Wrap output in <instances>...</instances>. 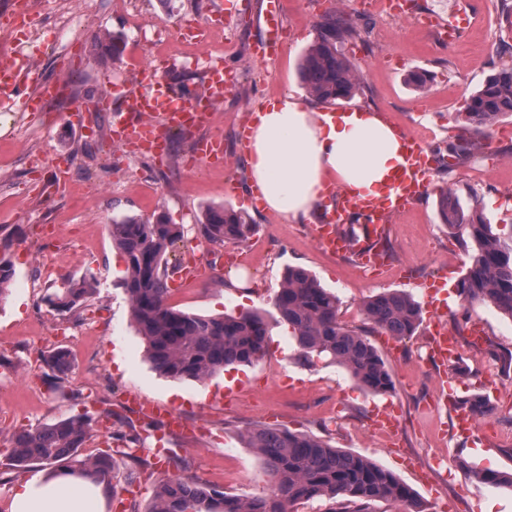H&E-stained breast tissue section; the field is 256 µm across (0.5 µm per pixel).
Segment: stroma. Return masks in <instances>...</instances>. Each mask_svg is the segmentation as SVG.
Segmentation results:
<instances>
[{
  "label": "stroma",
  "mask_w": 512,
  "mask_h": 512,
  "mask_svg": "<svg viewBox=\"0 0 512 512\" xmlns=\"http://www.w3.org/2000/svg\"><path fill=\"white\" fill-rule=\"evenodd\" d=\"M259 2L39 0L25 51L38 79L56 85L58 102L51 112L0 106V126L16 128L0 140V228L13 235L9 258L15 271L8 294L0 299V356L6 360L0 366V470L15 432L86 412L95 415L105 404H119L136 393L177 409L202 428L191 439L166 437V447L180 450L181 466L156 462L145 473L131 463L113 481L114 493L124 503H135L138 512H146L164 476L194 479L240 497L268 493L271 476L264 460L244 442L245 433L260 425L311 433L366 457L411 487L423 512H512V487L485 485L477 478L481 472L512 471V371L501 361L512 352V320L489 305L466 307L457 284L471 245L450 234L437 208L439 191L448 186L463 206L478 203L493 231L512 233V117L476 136L478 157L493 167L482 181L469 178V163H447L448 145L456 138L455 114L465 96L497 68L512 64V27L506 22L512 0H407L408 12L399 20L367 9L366 0H282L288 45L263 60L255 57ZM129 6L156 19L152 39L128 29ZM335 8L349 15L357 30L345 46L348 58L366 70L349 106L390 116L406 132L421 136L438 162L425 198L392 220L391 265L374 279L361 276L353 257L319 249L310 224H289L271 210L246 203L251 185L240 129L265 99H307L298 63L321 18ZM465 8L471 11L470 24L448 46L422 22L430 13L445 19ZM186 23L219 49L222 63L240 73L238 86L202 132L222 138L226 163L201 164L191 177L183 159L193 139L171 135L169 160L159 167L115 151L111 112L88 109L102 94L106 73L112 76L113 109L125 107L135 87L134 55L167 50L169 34ZM108 32L124 38L120 60L94 47ZM386 55L391 58L386 69L368 68V61ZM415 70L427 73V90L408 83ZM79 112L96 127L95 137L75 125ZM33 154L71 159L70 189L52 191V167L31 168L26 158ZM210 205L240 212L264 249L245 252L242 263L228 267L224 248L216 246L210 261H201L196 228ZM158 212L186 229L176 261L195 258L201 269L198 278L172 287L170 305L213 316L267 310L285 269L307 268L338 297L340 322L367 331L392 375L394 391L374 395L341 367L321 360L303 364L291 331L282 324L272 326L268 351L255 364L226 368L203 383L159 374L130 323L122 287L125 257L106 229L125 215ZM45 254L55 258L48 277L38 270V258ZM88 272L96 275L98 292L79 315L57 312L44 302L47 289L65 287ZM433 280L443 284L441 320L459 338L461 372L429 362L426 328L391 347L361 313L368 297L398 289L412 295L423 320H430L427 285ZM58 349L69 355L61 394L49 389L43 361ZM476 393L493 411L478 418L467 434L457 428L448 398ZM387 402L400 415L392 431L375 428L371 419L372 407Z\"/></svg>",
  "instance_id": "obj_1"
}]
</instances>
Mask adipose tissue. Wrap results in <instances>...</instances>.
Instances as JSON below:
<instances>
[{
	"label": "adipose tissue",
	"instance_id": "ef3b65f1",
	"mask_svg": "<svg viewBox=\"0 0 512 512\" xmlns=\"http://www.w3.org/2000/svg\"><path fill=\"white\" fill-rule=\"evenodd\" d=\"M250 127L247 149L252 185L268 209L291 224L303 223L322 199L328 182L376 196L400 163L392 127L374 112L318 114L293 97L264 101ZM113 489L71 474L17 486L9 512H102Z\"/></svg>",
	"mask_w": 512,
	"mask_h": 512
}]
</instances>
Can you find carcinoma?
I'll list each match as a JSON object with an SVG mask.
<instances>
[{"label":"carcinoma","instance_id":"obj_1","mask_svg":"<svg viewBox=\"0 0 512 512\" xmlns=\"http://www.w3.org/2000/svg\"><path fill=\"white\" fill-rule=\"evenodd\" d=\"M357 34L349 18L329 14L318 25L314 41L299 64L307 93L320 102L354 96L364 74L345 56L343 46ZM512 116V65L498 68L470 93L456 122L468 132L488 128L500 118ZM442 222L455 233L466 235L473 252L466 273L458 283L464 301L491 304L512 318V236L504 238L487 224L478 202L465 209L456 190L445 187L439 195ZM112 242L126 260L122 286L128 298L131 323L142 337L146 355L160 374L174 379L204 382L229 365H248L267 352L269 323L260 312L207 316L184 312L168 303L170 249L185 236L181 224H172L162 212L143 218L128 215L108 225ZM210 244L222 246L248 238L252 225L231 208L211 207L198 225ZM10 238H0V297L13 277L4 257ZM97 278L86 274L64 288L46 293L44 302L61 312H77L96 292ZM271 318L291 329L299 357L305 362L322 359L344 367L366 390L375 394L393 391L394 382L377 349L366 334L348 329L338 317L336 295L299 266H289L273 299ZM362 314L374 327L397 339L409 338L421 323V307L408 293L386 291L368 299ZM95 418L84 413L52 425L23 430L14 435L10 473L34 465H50L45 481L67 471L93 482L118 477L125 463L151 466L138 455L145 450L154 422L146 423L147 436L136 432L112 435L116 448L99 457H83L80 449L95 437ZM247 447L264 459L273 478L272 492L240 498L183 478L158 481L147 512H292L302 500L326 496L340 505L336 512H368V505L386 501L399 512H422L413 489L391 471L363 456L330 446L318 437L269 427L245 436Z\"/></svg>","mask_w":512,"mask_h":512}]
</instances>
